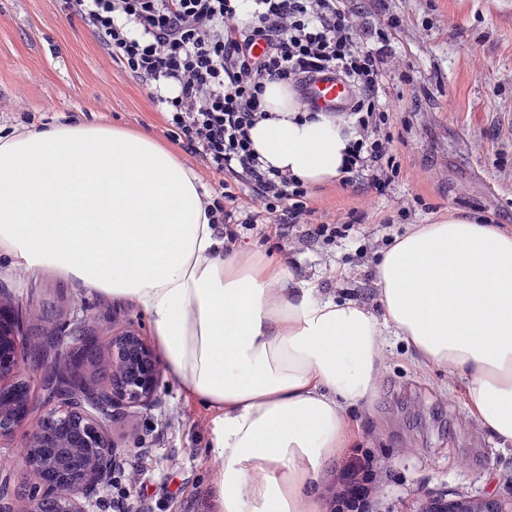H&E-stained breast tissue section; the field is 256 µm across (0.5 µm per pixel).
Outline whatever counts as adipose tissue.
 Wrapping results in <instances>:
<instances>
[{
  "mask_svg": "<svg viewBox=\"0 0 512 512\" xmlns=\"http://www.w3.org/2000/svg\"><path fill=\"white\" fill-rule=\"evenodd\" d=\"M250 131L267 164L305 184L340 175L342 122L299 118L267 84ZM0 252L149 316L164 365L211 413L221 512H324L314 489L372 394L390 326L467 381L473 415L512 442V235L449 215L376 266L382 316L225 254L195 174L149 136L59 123L0 136Z\"/></svg>",
  "mask_w": 512,
  "mask_h": 512,
  "instance_id": "adipose-tissue-1",
  "label": "adipose tissue"
}]
</instances>
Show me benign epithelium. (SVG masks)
<instances>
[{
  "mask_svg": "<svg viewBox=\"0 0 512 512\" xmlns=\"http://www.w3.org/2000/svg\"><path fill=\"white\" fill-rule=\"evenodd\" d=\"M23 325L21 312L0 305V440L20 431L28 433L24 453L37 481L30 512H48L53 503L59 512H86L81 497L105 484L114 466L103 412L149 406L160 381V364L154 351L134 333L125 331L99 340L78 323L69 342L61 341L47 353L39 336L23 356L15 342L16 331ZM72 352L89 367L100 365L112 374V388L106 395L86 379L80 381L76 396L57 395L50 364L55 354ZM23 369L39 378L46 403L42 418L31 429V392L20 379ZM82 448L95 453L86 469L75 474L70 459Z\"/></svg>",
  "mask_w": 512,
  "mask_h": 512,
  "instance_id": "benign-epithelium-1",
  "label": "benign epithelium"
}]
</instances>
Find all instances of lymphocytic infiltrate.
Returning <instances> with one entry per match:
<instances>
[{
  "mask_svg": "<svg viewBox=\"0 0 512 512\" xmlns=\"http://www.w3.org/2000/svg\"><path fill=\"white\" fill-rule=\"evenodd\" d=\"M100 47L143 86L160 109L165 136L218 178L207 201L210 220L232 251L243 232L264 225L287 246L322 249L347 239L358 221L320 219L312 189L267 166L255 153L251 128L269 114L266 84L294 91L315 74L336 73L352 88L343 110L351 136L339 183L361 192L384 190L398 178L386 98L393 77L407 79L389 49L405 26L386 0L362 11L358 0H59ZM264 42L263 54L253 47ZM387 469L369 449H353L328 488V512H389Z\"/></svg>",
  "mask_w": 512,
  "mask_h": 512,
  "instance_id": "obj_1",
  "label": "lymphocytic infiltrate"
}]
</instances>
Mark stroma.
I'll list each match as a JSON object with an SVG mask.
<instances>
[{
    "label": "stroma",
    "mask_w": 512,
    "mask_h": 512,
    "mask_svg": "<svg viewBox=\"0 0 512 512\" xmlns=\"http://www.w3.org/2000/svg\"><path fill=\"white\" fill-rule=\"evenodd\" d=\"M411 24L392 50L412 68V83L394 81L387 104L401 173L385 191L356 194L339 182L317 187L329 213L357 211L362 225L396 216L401 201L420 197L413 221L393 235L447 220L455 213L497 214L512 225V0H396ZM426 96L422 106L414 99ZM113 126L168 145L159 109L145 89L99 47L83 23L57 0H0V136L68 120ZM237 251L281 263L295 280L314 283L339 301L380 313L369 292L374 276L348 263L352 243L330 254L311 247L296 255L256 233ZM29 318L19 336L28 348L50 322L44 305L64 295L90 333L130 331L154 344L149 316L127 300L89 293L53 270L30 271L0 255V287ZM376 388L348 408L349 447L385 461L392 512L426 491L496 500L512 495V443L472 416L464 377L423 361L392 329L381 336ZM209 411L162 373L151 406L123 408L107 423L113 454L123 462L86 503L113 512L122 494L143 488L141 512H220L211 474ZM24 435L0 441V482L16 512H26L35 484L23 455Z\"/></svg>",
    "instance_id": "1"
}]
</instances>
